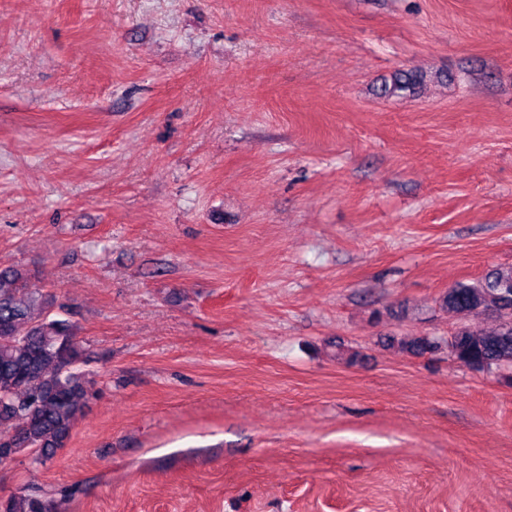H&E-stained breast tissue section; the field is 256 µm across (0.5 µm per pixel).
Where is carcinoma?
Listing matches in <instances>:
<instances>
[{
  "label": "carcinoma",
  "mask_w": 512,
  "mask_h": 512,
  "mask_svg": "<svg viewBox=\"0 0 512 512\" xmlns=\"http://www.w3.org/2000/svg\"><path fill=\"white\" fill-rule=\"evenodd\" d=\"M442 306L465 315L489 312L499 317L490 330L462 325L448 338L459 364L477 370L512 365V267L496 268L473 283L448 289ZM52 297L10 266L0 268V458L22 452L43 461L66 447L74 424L92 393L78 365L83 349L78 327L51 315ZM388 345L415 357L432 354L439 343L428 336H390ZM0 512H51L42 497L0 498Z\"/></svg>",
  "instance_id": "carcinoma-1"
}]
</instances>
